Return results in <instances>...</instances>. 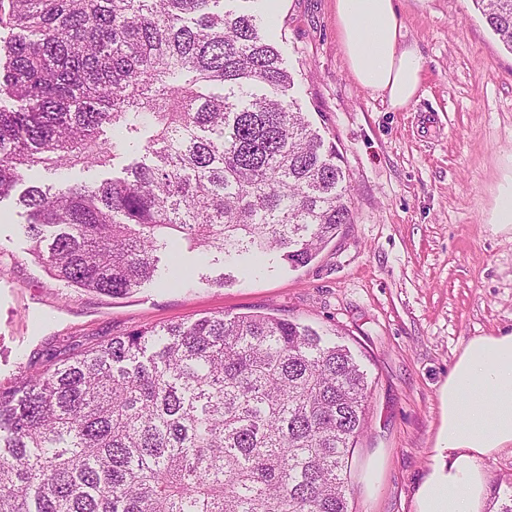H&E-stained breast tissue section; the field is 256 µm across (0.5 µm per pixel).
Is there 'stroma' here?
Here are the masks:
<instances>
[{"label":"stroma","instance_id":"35a3bbf8","mask_svg":"<svg viewBox=\"0 0 512 512\" xmlns=\"http://www.w3.org/2000/svg\"><path fill=\"white\" fill-rule=\"evenodd\" d=\"M291 91L334 142L351 182L353 223L310 264L232 284L183 252L198 277L165 272L129 297L65 287L30 254L14 198L0 200V387L22 367L97 346L141 326L272 314L335 333L369 382V418L351 462V512H413L441 424L440 391L475 337L512 333V234L495 231L512 181V53L472 0H398L405 42L424 59L407 108L348 70L334 0H278ZM484 512L512 493V446L485 459Z\"/></svg>","mask_w":512,"mask_h":512}]
</instances>
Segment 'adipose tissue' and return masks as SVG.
<instances>
[{
  "mask_svg": "<svg viewBox=\"0 0 512 512\" xmlns=\"http://www.w3.org/2000/svg\"><path fill=\"white\" fill-rule=\"evenodd\" d=\"M336 25L356 82L392 109L409 106L424 60L405 44L395 0H335ZM442 425L415 512H481L485 458L512 446V333L473 338L440 393Z\"/></svg>",
  "mask_w": 512,
  "mask_h": 512,
  "instance_id": "adipose-tissue-1",
  "label": "adipose tissue"
}]
</instances>
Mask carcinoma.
Segmentation results:
<instances>
[{
	"label": "carcinoma",
	"instance_id": "cac0c4a2",
	"mask_svg": "<svg viewBox=\"0 0 512 512\" xmlns=\"http://www.w3.org/2000/svg\"><path fill=\"white\" fill-rule=\"evenodd\" d=\"M226 2L0 0V200L34 167L144 151L19 194L66 286L126 297L185 249L299 268L352 223L262 14ZM473 5L512 52V0ZM368 408L349 348L295 320L140 327L0 390V512H349ZM136 157L134 155H127L114 160V168L112 170V162L111 165L107 167H92L89 170L83 169L82 166H76L69 170V175L71 178H77L79 180H84L89 183L97 182L99 183L101 180L105 178L120 175L121 168L124 165L129 164L132 159ZM88 170V171H87Z\"/></svg>",
	"mask_w": 512,
	"mask_h": 512
}]
</instances>
